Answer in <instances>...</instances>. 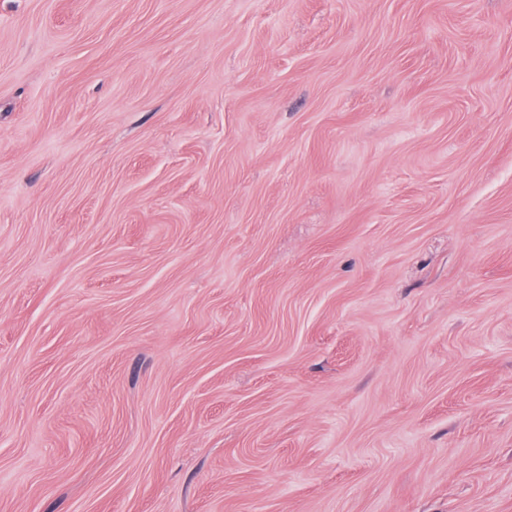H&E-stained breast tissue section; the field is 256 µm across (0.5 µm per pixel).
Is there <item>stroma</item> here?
Here are the masks:
<instances>
[{"label":"stroma","instance_id":"35a3bbf8","mask_svg":"<svg viewBox=\"0 0 512 512\" xmlns=\"http://www.w3.org/2000/svg\"><path fill=\"white\" fill-rule=\"evenodd\" d=\"M0 512H512V0H0Z\"/></svg>","mask_w":512,"mask_h":512}]
</instances>
